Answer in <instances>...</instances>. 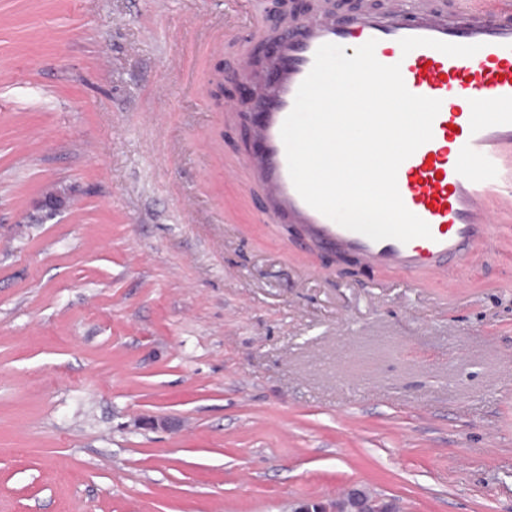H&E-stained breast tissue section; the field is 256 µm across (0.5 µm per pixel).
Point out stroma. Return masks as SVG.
Returning a JSON list of instances; mask_svg holds the SVG:
<instances>
[{"mask_svg": "<svg viewBox=\"0 0 512 512\" xmlns=\"http://www.w3.org/2000/svg\"><path fill=\"white\" fill-rule=\"evenodd\" d=\"M273 6L0 0V512H512V247L453 294L270 220L214 90ZM286 512H400L392 500L363 489H353L339 499H298Z\"/></svg>", "mask_w": 512, "mask_h": 512, "instance_id": "1", "label": "stroma"}]
</instances>
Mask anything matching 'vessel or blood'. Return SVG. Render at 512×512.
Returning a JSON list of instances; mask_svg holds the SVG:
<instances>
[{
    "label": "vessel or blood",
    "mask_w": 512,
    "mask_h": 512,
    "mask_svg": "<svg viewBox=\"0 0 512 512\" xmlns=\"http://www.w3.org/2000/svg\"><path fill=\"white\" fill-rule=\"evenodd\" d=\"M273 80L261 86V150L240 164L261 187L273 219L303 224L316 246L350 254L372 269L422 271L461 285L459 271L499 244L496 227L512 225V0H459L452 8L390 0L386 10L337 18L320 6L272 32ZM400 64L407 89L440 100L433 137L399 167L397 185L431 235L408 243L373 241L319 213L289 175L281 126L324 43L361 46Z\"/></svg>",
    "instance_id": "obj_1"
}]
</instances>
